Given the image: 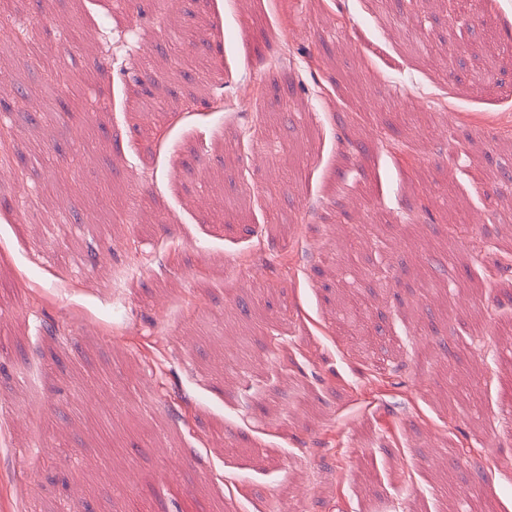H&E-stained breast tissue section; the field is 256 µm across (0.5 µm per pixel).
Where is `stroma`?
Instances as JSON below:
<instances>
[{"mask_svg":"<svg viewBox=\"0 0 512 512\" xmlns=\"http://www.w3.org/2000/svg\"><path fill=\"white\" fill-rule=\"evenodd\" d=\"M114 11L0 0V512H512V0Z\"/></svg>","mask_w":512,"mask_h":512,"instance_id":"35a3bbf8","label":"stroma"}]
</instances>
